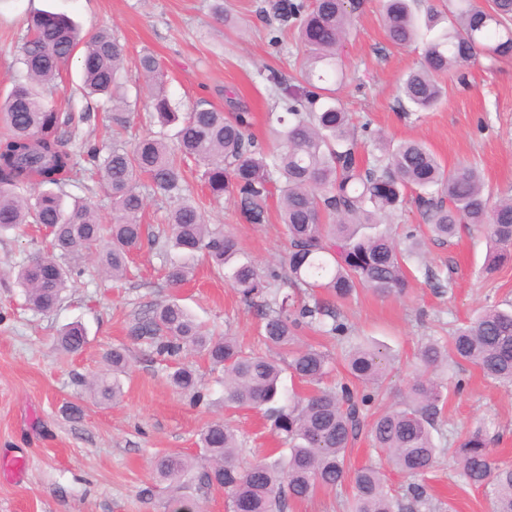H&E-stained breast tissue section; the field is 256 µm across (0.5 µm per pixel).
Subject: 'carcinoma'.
I'll list each match as a JSON object with an SVG mask.
<instances>
[{"instance_id":"carcinoma-1","label":"carcinoma","mask_w":512,"mask_h":512,"mask_svg":"<svg viewBox=\"0 0 512 512\" xmlns=\"http://www.w3.org/2000/svg\"><path fill=\"white\" fill-rule=\"evenodd\" d=\"M382 20L390 41L402 47L425 41L423 60L399 83L400 103L414 112L427 111L442 100L440 78L482 56L495 63L512 57V0H448V14L430 11L417 16L410 0H381ZM357 0H275L277 30L296 32L304 52L299 62L301 86L288 91L282 112L268 116L274 147L252 138L246 112L224 113L197 106L181 116L164 94L166 75L151 54L140 69L155 116L162 125L180 122L177 147L160 136L140 139L128 149L116 143L105 149L80 139V126L90 113L60 112L52 102L54 81L83 47L82 90L112 104L119 128L131 111L120 70L124 48L110 29L101 27L82 39L69 21L41 12L27 20V33L15 46L25 80L0 96V230L38 224L49 230L47 251L35 255L16 273L26 303L47 312L63 299L76 274L74 262L96 255L102 271L114 280L129 273L130 255L143 242H164L184 255L204 253L246 303L263 298L260 334L277 356L243 349L232 336H209L188 310L172 299L152 309L133 327L160 356L176 358L197 352L224 373V405L253 408L271 422L275 435L288 444V454L244 462L238 431L224 419L210 422L200 434L207 465L178 454L152 461L160 482L185 479L200 487L224 489L228 512H285L320 490L352 483V512H395V503L380 468L366 465L348 475L349 441L361 430L363 409L375 402L390 359L375 342L365 340L344 357L359 388L347 384L324 387L331 371L329 354L299 344L298 332L316 326L326 336L345 339L346 324L328 301L299 300L277 287L278 275L264 272L239 257L236 239L207 224L188 199L182 162L202 166L201 178L215 197L234 200L241 219L264 224L271 188L279 192V209L288 253V280L298 291H323L345 300L359 288L387 297L401 293L412 275L411 264L427 242L446 243L473 229L492 244L491 261L512 250V198L492 200L493 193L474 165L448 168L418 140L394 141L371 134V158L361 155L362 142L351 114L335 90L339 80L338 49L350 33ZM88 163L102 174L112 203V224L101 223L86 201H64L63 189ZM147 177L154 196L176 202L169 224L155 234L140 223L147 204L140 178ZM33 189L23 197L19 191ZM422 223L399 238L379 229L381 218L406 205ZM191 267L171 264L170 285L184 284ZM87 342L79 325L62 330L58 346L81 351ZM112 377L89 385L95 396L115 402L122 397L120 376L128 367L125 349L106 354ZM468 364L500 385L512 386V307L492 306L457 328L448 342L421 344L407 401L378 415L369 424L372 446L383 452L400 473L428 472L437 459L432 439L442 413L447 385L428 374L448 364ZM315 386L306 397H287L281 376ZM171 385L200 401L195 369L183 363L170 375ZM461 475L482 488L494 512H512V468L492 458L490 442L477 427L455 450Z\"/></svg>"}]
</instances>
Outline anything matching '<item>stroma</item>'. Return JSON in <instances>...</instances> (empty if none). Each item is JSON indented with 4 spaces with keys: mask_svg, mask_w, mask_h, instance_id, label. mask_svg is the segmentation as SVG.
<instances>
[{
    "mask_svg": "<svg viewBox=\"0 0 512 512\" xmlns=\"http://www.w3.org/2000/svg\"><path fill=\"white\" fill-rule=\"evenodd\" d=\"M355 25L339 49L346 78L338 96L345 109L364 116L371 130L390 139L425 142L447 164H475L495 197L512 195V59L496 63L478 58L462 74L442 84V102L427 112L405 113L398 100L402 76L416 67L423 44L392 45L385 33L379 0H358ZM213 0H0V93H7L23 70L11 47L38 10L61 12L83 35L108 27L125 47L121 80L137 99L125 145L152 134L175 144L177 126H160L150 104L140 98L144 79L139 59L156 56L166 74V94L178 111L199 104L251 116L259 142L269 140L267 112L280 110L279 91L260 77L272 68L291 74L302 51L292 32L279 44L259 14L263 0H224V17L215 19ZM200 167L186 172L192 197L213 228L232 234L241 256L272 267L280 281L286 240L278 217L265 224L238 221L232 200L216 199L199 179ZM43 248L38 228L27 225L0 232V512H174L169 483L158 482L154 457L200 453L199 434L211 421L227 418L245 442V459L280 454V444L261 415L249 409L225 411L221 371L197 355L188 362L201 379L203 398L173 389L172 362L153 355L131 326L147 311L177 298L205 331L229 335L261 349L259 309L241 301L223 274L203 254L191 259L192 278L169 286L165 271L181 254L162 245L144 246L132 257L134 270L115 283L101 273L95 257L83 259L71 288L52 311L28 308L13 273ZM487 255L483 233H463L444 245L430 244L427 264L451 269L453 286L439 290L417 277L399 295L379 297L367 290L336 302L350 328V343L372 338L386 345L393 359L377 410L398 406L412 377L414 355L428 339L446 338L458 325L493 305L512 301V261L493 275L482 274ZM81 323L88 342L68 354L57 344L62 327ZM124 348L129 367L123 396L102 402L88 381L108 373L112 348ZM448 400L432 432L441 453L435 467L419 480L430 512H492L489 497L469 486L452 460V450L483 425L500 465L512 466V387L483 377L475 368L449 365ZM351 468L380 467L399 500H406L408 478L390 467L359 435L348 450ZM25 463L22 478L12 462Z\"/></svg>",
    "mask_w": 512,
    "mask_h": 512,
    "instance_id": "stroma-1",
    "label": "stroma"
}]
</instances>
